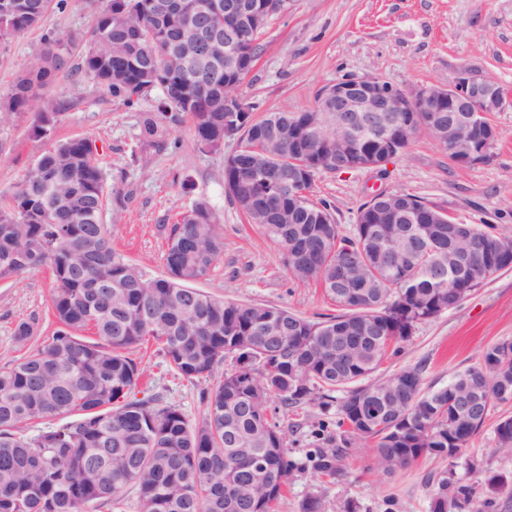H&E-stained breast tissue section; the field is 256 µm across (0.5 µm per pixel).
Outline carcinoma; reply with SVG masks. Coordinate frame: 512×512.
<instances>
[{"label": "carcinoma", "mask_w": 512, "mask_h": 512, "mask_svg": "<svg viewBox=\"0 0 512 512\" xmlns=\"http://www.w3.org/2000/svg\"><path fill=\"white\" fill-rule=\"evenodd\" d=\"M128 0L122 10L106 0L93 26L63 38L48 31L42 49L5 96L0 112L25 111L38 91L66 71L68 47L82 45L80 73L128 101L158 88L159 114L144 116L142 143L165 139L162 121H192L196 141L224 147V95L197 79L193 69L176 71L158 87L152 69L165 60V27L155 24L147 5ZM54 6L45 0L37 20L0 15V39L40 26ZM58 104L36 114L33 132L50 136ZM297 112H244L236 128L240 151L224 164V189L236 203L248 197L281 207L285 214L314 211L308 196L313 179L288 190L281 167L305 169L312 156L296 140H269V122L281 129ZM379 128L352 138L344 161L358 170L376 151ZM94 142H55L27 173L8 204L0 206V278L44 265L55 286L52 307L59 322L51 340L29 355L0 366V512H98L118 509L135 489L137 512H272L297 467L280 432L281 408L303 404L335 417L318 421L341 444L311 455L317 472L336 476L354 439L373 442L378 463L388 470L421 456L454 461L429 478L430 512H483L494 495L512 494V475L484 471L469 443L485 426L492 408L512 402V340L488 346L479 361L437 388L424 387L423 367L407 365L385 379H371L389 350L410 341L416 325L458 307L475 288L512 268L476 265L465 275L437 279L448 267V245L462 239H501L476 224H426L429 205L410 193L396 195V211L363 205L348 235L327 224L262 225L284 250V263L302 282H315L339 313L308 318L286 308L216 299L190 287L206 278L224 251L218 218L196 203L178 224L166 228L163 262L171 275L148 279L112 249V225L103 223V174ZM278 153L263 175H250L251 162ZM51 178L68 211H57L37 179ZM121 279L125 285L94 290L93 282ZM91 327L97 339L76 331ZM158 345L185 380L206 382L200 392L202 420L192 426L183 412L157 395L137 397L143 369L133 352L146 341ZM233 356L235 364L215 379V367ZM343 396L334 400L333 393ZM484 400L471 419L454 413V397ZM67 418L61 428L34 437L17 429L34 420ZM494 452L512 453V416L492 427ZM264 466L266 486L248 482L252 459ZM485 473L483 485L457 476L459 466Z\"/></svg>", "instance_id": "cac0c4a2"}]
</instances>
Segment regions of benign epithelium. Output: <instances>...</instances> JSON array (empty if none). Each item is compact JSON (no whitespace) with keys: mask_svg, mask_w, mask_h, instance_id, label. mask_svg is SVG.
Masks as SVG:
<instances>
[{"mask_svg":"<svg viewBox=\"0 0 512 512\" xmlns=\"http://www.w3.org/2000/svg\"><path fill=\"white\" fill-rule=\"evenodd\" d=\"M294 6L293 0L276 5L274 0H174L156 5L160 12L173 15L178 28L191 31L194 40L185 42L171 57L179 68L193 67L202 73L224 72V111L244 112L239 95V78L250 71L252 61L242 50L244 40L264 28L272 13L287 14ZM40 12L36 0H0V13L23 14L30 18ZM224 15V28L213 25V17ZM409 105L413 112L425 113L424 127L437 132L434 141L442 146L470 143L471 135L481 132L487 146L498 139L495 124L488 121L490 113L512 108V98L499 84L463 66L454 81L446 86H420L403 88L377 76L342 77L326 85L319 93V104L313 112L336 113L337 128L325 129V123L310 121V126L323 134L325 140L317 151L315 169H324V163L333 154L345 149H331L326 137L338 136L347 142L351 131L363 127L384 128V151L377 158L363 164L365 168L379 167L395 158L407 141L408 128L394 133L384 127L383 113L396 112Z\"/></svg>","mask_w":512,"mask_h":512,"instance_id":"1","label":"benign epithelium"}]
</instances>
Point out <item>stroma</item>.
Here are the masks:
<instances>
[{"label": "stroma", "instance_id": "stroma-1", "mask_svg": "<svg viewBox=\"0 0 512 512\" xmlns=\"http://www.w3.org/2000/svg\"><path fill=\"white\" fill-rule=\"evenodd\" d=\"M103 0H65L40 27L0 41V94L42 48L43 31L64 35L87 31ZM494 78L512 93V0H296L288 14L273 17L259 56L240 92L257 113L301 112L312 108L320 90L342 76L377 75L400 87L445 86L461 66ZM159 91L134 102L112 96L93 80L63 73L39 91L28 110L0 123V201L10 198L51 141L90 138L104 177V223L112 245L148 277L164 276L163 226L177 223L196 201L216 213L224 251L198 289L224 301L283 307L316 317L336 305L315 284L294 280L281 248L259 225L248 223L224 189V157L238 138L212 152L194 139L189 122L169 124L164 150L143 149L140 125L156 111ZM60 103L50 138L32 131L44 101ZM492 120L499 137L485 162L462 169L427 133L379 169L321 172L311 198L326 203L342 234H349L358 210L379 192H408L446 212L455 223L477 224L512 236V109ZM53 276L43 267L0 278V365L45 344L57 328L50 293ZM26 321L33 332L17 343L14 329ZM512 340V270L476 288L459 307L418 324L398 355L376 371L383 378L406 365L424 364V384L438 387L476 363L489 345ZM135 357L145 376L141 388L160 395L185 414L189 424L203 417L200 388L173 371L156 345ZM319 407L288 410L279 417L298 470L277 512H299L311 496L323 512H343L346 501L360 512H429L426 477L442 464L423 456L406 468L379 469L369 445L352 442L336 478L320 476L308 460L320 447L315 424Z\"/></svg>", "mask_w": 512, "mask_h": 512}]
</instances>
